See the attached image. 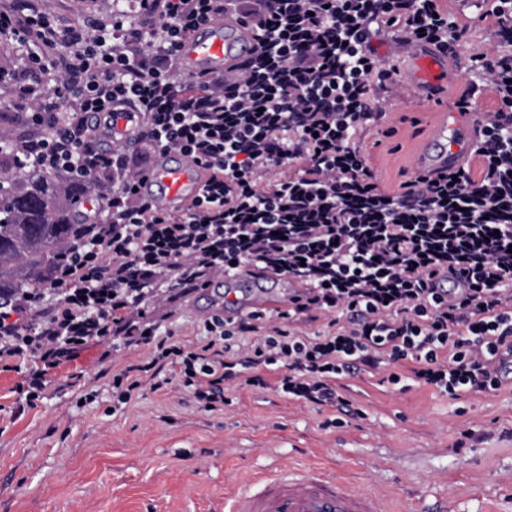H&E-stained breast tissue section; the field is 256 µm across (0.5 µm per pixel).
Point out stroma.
Listing matches in <instances>:
<instances>
[{
  "instance_id": "1",
  "label": "stroma",
  "mask_w": 512,
  "mask_h": 512,
  "mask_svg": "<svg viewBox=\"0 0 512 512\" xmlns=\"http://www.w3.org/2000/svg\"><path fill=\"white\" fill-rule=\"evenodd\" d=\"M464 29L465 54L440 93L454 107L471 76V55L483 52L494 25L459 0H441ZM380 56L398 75L381 124L362 135L380 185L401 192L413 172L409 157L426 136L433 111L421 105L401 72L410 59L384 40ZM29 102L0 84V135L32 133ZM224 298L192 290L156 310L174 340L194 342L204 322L223 317ZM147 346L92 345L47 377L35 407L17 413L18 374L0 372V512H224L225 493L244 488L248 475L288 464L321 465L350 489L369 491L384 512H512V384L456 399L427 385L398 391L361 373L345 384L358 416L336 423V411L306 405L254 387L236 389L231 405L205 412L179 383L144 391L112 406V376L139 368L150 381ZM97 392L95 402L78 398Z\"/></svg>"
}]
</instances>
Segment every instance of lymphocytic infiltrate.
I'll list each match as a JSON object with an SVG mask.
<instances>
[{"label": "lymphocytic infiltrate", "instance_id": "lymphocytic-infiltrate-1", "mask_svg": "<svg viewBox=\"0 0 512 512\" xmlns=\"http://www.w3.org/2000/svg\"><path fill=\"white\" fill-rule=\"evenodd\" d=\"M475 2L496 19L457 102L467 112L480 95L496 100L471 148L477 166L414 177L399 194L380 187L357 144L386 110L375 82L396 71L375 41L391 32L403 50L454 52L458 25L439 0H134L79 40L39 9L21 20L0 11V34L38 47L16 71L31 121L54 115L11 154L82 172L100 200L46 287L0 297V362L26 364V405L48 371L110 339L153 346L204 410L236 387L269 386L348 416L340 382L362 371L451 397L501 389L512 379V55L499 49L512 46V0ZM229 5L258 30L253 55L233 76L187 81L176 46ZM117 104L144 113L148 154L176 151L208 172L184 212L140 194L145 169L123 147L85 151L89 114ZM244 266L305 292L276 317L206 322L203 344L172 343L149 317L174 291ZM314 309L328 329L302 336L292 324Z\"/></svg>", "mask_w": 512, "mask_h": 512}]
</instances>
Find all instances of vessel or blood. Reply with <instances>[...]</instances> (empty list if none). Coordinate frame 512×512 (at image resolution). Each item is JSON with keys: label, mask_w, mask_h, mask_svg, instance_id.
Here are the masks:
<instances>
[{"label": "vessel or blood", "mask_w": 512, "mask_h": 512, "mask_svg": "<svg viewBox=\"0 0 512 512\" xmlns=\"http://www.w3.org/2000/svg\"><path fill=\"white\" fill-rule=\"evenodd\" d=\"M255 46V30L229 10L182 41L177 59L188 76L198 78L241 63ZM453 63L448 56L416 52L405 75L411 84L427 88L426 102L431 105ZM483 118L475 111L453 120L440 113L415 158V175L461 168L462 147L471 142ZM89 122L108 149L135 145L144 131L143 113L130 107L91 114ZM205 179V172L189 157L171 152L148 172L144 191L157 205L181 210L198 195ZM225 512H382V505L375 494L349 490L322 469L288 466L251 480L226 501Z\"/></svg>", "instance_id": "vessel-or-blood-1"}]
</instances>
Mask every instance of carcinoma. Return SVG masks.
Instances as JSON below:
<instances>
[{"mask_svg": "<svg viewBox=\"0 0 512 512\" xmlns=\"http://www.w3.org/2000/svg\"><path fill=\"white\" fill-rule=\"evenodd\" d=\"M9 204L0 211V289L46 282L57 256L74 242L84 181L49 172L34 162L0 159V190Z\"/></svg>", "mask_w": 512, "mask_h": 512, "instance_id": "carcinoma-1", "label": "carcinoma"}]
</instances>
